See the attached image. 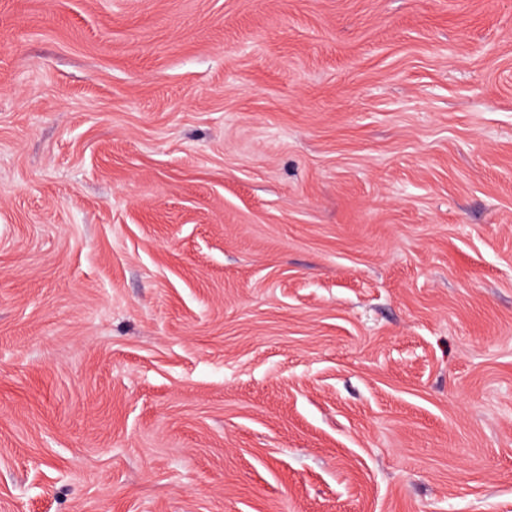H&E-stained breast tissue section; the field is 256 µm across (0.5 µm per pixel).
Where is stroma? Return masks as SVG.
I'll return each mask as SVG.
<instances>
[{
	"label": "stroma",
	"instance_id": "35a3bbf8",
	"mask_svg": "<svg viewBox=\"0 0 512 512\" xmlns=\"http://www.w3.org/2000/svg\"><path fill=\"white\" fill-rule=\"evenodd\" d=\"M0 512H512V0H0Z\"/></svg>",
	"mask_w": 512,
	"mask_h": 512
}]
</instances>
